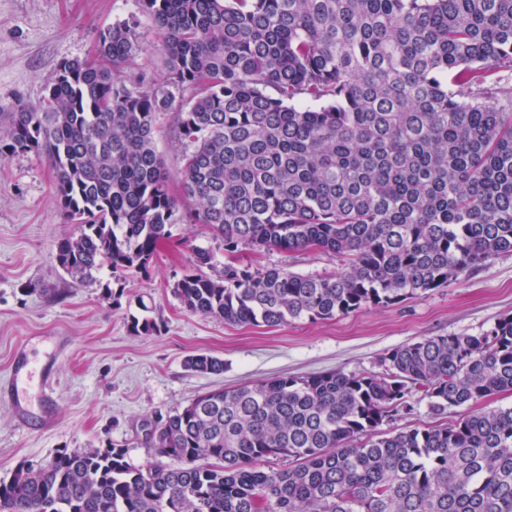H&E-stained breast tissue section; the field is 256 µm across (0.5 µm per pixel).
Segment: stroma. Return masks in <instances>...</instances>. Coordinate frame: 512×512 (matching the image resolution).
I'll return each mask as SVG.
<instances>
[{
	"label": "stroma",
	"mask_w": 512,
	"mask_h": 512,
	"mask_svg": "<svg viewBox=\"0 0 512 512\" xmlns=\"http://www.w3.org/2000/svg\"><path fill=\"white\" fill-rule=\"evenodd\" d=\"M133 15L140 20V48L125 71L160 81L161 37L138 0H0V120L18 104H37L61 61L85 58L102 29ZM176 122V113L159 114L156 137L175 183L186 149ZM77 231L63 221L44 157L17 153L0 162V390L27 337L69 339L56 366L53 399L28 424L0 393V479L22 467L47 466L63 450L109 444L125 448L130 463L144 465L151 460L147 421L199 393L279 375L379 373L383 356L396 346L426 336H476L512 316V255H501L463 281L392 306L276 327L231 325L191 313L174 292L195 250L212 256L207 276L221 275L224 241L209 226L176 220L148 272L118 282V298L106 289L113 281L108 270L77 282L59 267L56 243ZM239 257L256 268L308 276L337 270L335 259L320 252L244 250ZM145 312L159 334L132 331L131 318ZM193 354L223 359V373L187 370L184 361Z\"/></svg>",
	"instance_id": "obj_1"
}]
</instances>
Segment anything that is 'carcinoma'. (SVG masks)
<instances>
[{"mask_svg": "<svg viewBox=\"0 0 512 512\" xmlns=\"http://www.w3.org/2000/svg\"><path fill=\"white\" fill-rule=\"evenodd\" d=\"M162 32L159 83L124 71L138 20L64 60L0 127V161L51 166L72 279L146 273L179 209L224 239L219 279L196 251L185 307L235 325L389 306L512 254V0H138ZM180 106L191 150L173 193L157 117ZM315 250L330 276L236 254ZM134 332L158 324L132 319ZM374 374L282 375L207 391L147 424L160 461L60 452L0 480V512H512V407L379 431L424 392L430 412L512 393V316L479 336L396 347ZM191 371H224L194 354ZM169 462L163 463L161 459ZM286 459L288 467L267 466Z\"/></svg>", "mask_w": 512, "mask_h": 512, "instance_id": "obj_1", "label": "carcinoma"}]
</instances>
